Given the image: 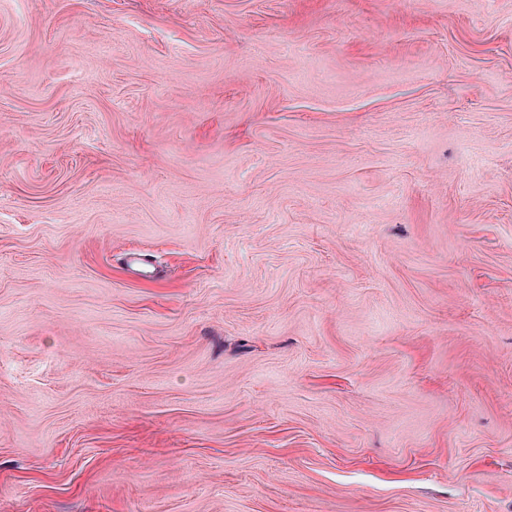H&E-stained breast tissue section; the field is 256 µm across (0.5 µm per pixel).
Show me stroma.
Returning <instances> with one entry per match:
<instances>
[{"mask_svg":"<svg viewBox=\"0 0 512 512\" xmlns=\"http://www.w3.org/2000/svg\"><path fill=\"white\" fill-rule=\"evenodd\" d=\"M0 512H512V0H0Z\"/></svg>","mask_w":512,"mask_h":512,"instance_id":"1","label":"stroma"}]
</instances>
